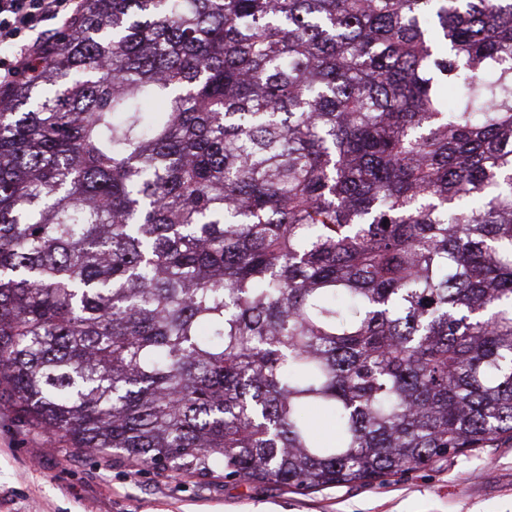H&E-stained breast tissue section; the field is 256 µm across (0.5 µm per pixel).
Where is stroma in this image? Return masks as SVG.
<instances>
[{
  "instance_id": "obj_1",
  "label": "stroma",
  "mask_w": 512,
  "mask_h": 512,
  "mask_svg": "<svg viewBox=\"0 0 512 512\" xmlns=\"http://www.w3.org/2000/svg\"><path fill=\"white\" fill-rule=\"evenodd\" d=\"M0 512H512V442L385 484L301 494L225 478L167 477L45 434L0 401Z\"/></svg>"
}]
</instances>
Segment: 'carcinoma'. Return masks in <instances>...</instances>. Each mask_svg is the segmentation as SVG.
Returning a JSON list of instances; mask_svg holds the SVG:
<instances>
[{"label":"carcinoma","instance_id":"obj_1","mask_svg":"<svg viewBox=\"0 0 512 512\" xmlns=\"http://www.w3.org/2000/svg\"><path fill=\"white\" fill-rule=\"evenodd\" d=\"M2 381L298 492L512 440V0H84L0 97Z\"/></svg>","mask_w":512,"mask_h":512}]
</instances>
